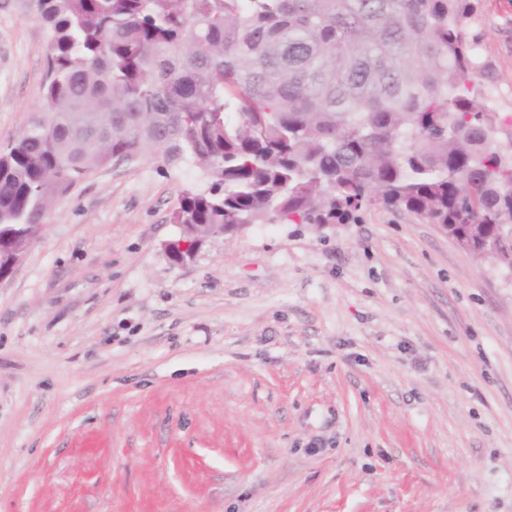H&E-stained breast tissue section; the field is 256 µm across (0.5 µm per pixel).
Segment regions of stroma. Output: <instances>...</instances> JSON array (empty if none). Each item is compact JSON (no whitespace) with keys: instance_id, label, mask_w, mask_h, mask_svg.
<instances>
[{"instance_id":"35a3bbf8","label":"stroma","mask_w":512,"mask_h":512,"mask_svg":"<svg viewBox=\"0 0 512 512\" xmlns=\"http://www.w3.org/2000/svg\"><path fill=\"white\" fill-rule=\"evenodd\" d=\"M468 29L512 147V0ZM0 0V145L43 100ZM191 166L93 169L0 278V512H512V271L373 204L171 263Z\"/></svg>"}]
</instances>
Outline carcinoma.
<instances>
[{"instance_id":"carcinoma-1","label":"carcinoma","mask_w":512,"mask_h":512,"mask_svg":"<svg viewBox=\"0 0 512 512\" xmlns=\"http://www.w3.org/2000/svg\"><path fill=\"white\" fill-rule=\"evenodd\" d=\"M474 0H36L45 112L0 146V250L93 167L196 164L183 239L347 224L377 201L512 269V153Z\"/></svg>"}]
</instances>
